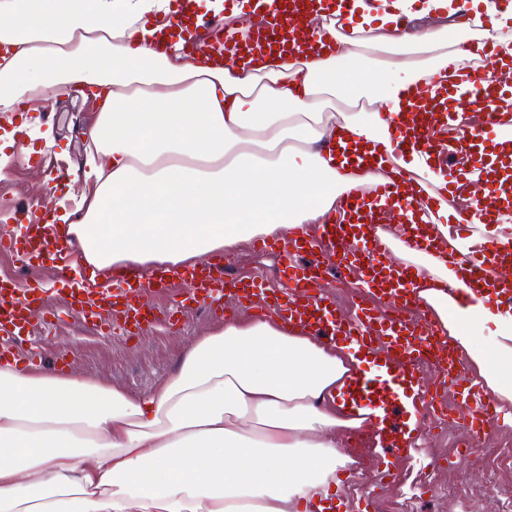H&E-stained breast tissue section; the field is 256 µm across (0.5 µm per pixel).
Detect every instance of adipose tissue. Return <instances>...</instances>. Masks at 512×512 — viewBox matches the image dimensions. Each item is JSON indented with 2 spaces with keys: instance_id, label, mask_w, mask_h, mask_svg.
I'll return each instance as SVG.
<instances>
[{
  "instance_id": "ef3b65f1",
  "label": "adipose tissue",
  "mask_w": 512,
  "mask_h": 512,
  "mask_svg": "<svg viewBox=\"0 0 512 512\" xmlns=\"http://www.w3.org/2000/svg\"><path fill=\"white\" fill-rule=\"evenodd\" d=\"M439 0H359L358 22L312 17L333 52L305 62L269 57L213 65L183 55L182 37L155 47L177 0H0V112L24 95L87 86L98 112L86 189L58 215L90 273L186 268L258 238L287 241L301 224L336 217V200L405 171L449 226L459 206L431 158L395 149L393 113L419 86L476 68L470 32L512 56V14L471 0L460 25L407 31L402 17ZM377 70L363 68L367 56ZM367 142L372 172L345 170L329 143ZM399 263L418 266V295L492 395L512 405V313L474 299L459 307L455 265L376 230ZM488 332L484 346L475 328ZM364 357L273 316H234L179 355L148 392L132 394L71 370L0 365V512H331L344 437L368 429L349 414L348 380Z\"/></svg>"
}]
</instances>
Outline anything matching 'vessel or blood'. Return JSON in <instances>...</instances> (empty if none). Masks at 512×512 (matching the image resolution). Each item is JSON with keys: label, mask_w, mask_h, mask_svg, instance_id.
Returning a JSON list of instances; mask_svg holds the SVG:
<instances>
[{"label": "vessel or blood", "mask_w": 512, "mask_h": 512, "mask_svg": "<svg viewBox=\"0 0 512 512\" xmlns=\"http://www.w3.org/2000/svg\"><path fill=\"white\" fill-rule=\"evenodd\" d=\"M278 2L269 21L247 35L214 17L203 21L206 41H198L191 29L185 43L194 54L219 61L228 41L236 43L244 57L278 54L298 60L324 44L308 25L313 12L330 6L344 14L357 10L356 0ZM478 54L482 67L468 86L434 93L420 89L409 110L392 118L399 151L429 154L441 167L451 169L450 192L467 202L460 225L468 232L478 224L497 223L500 215L512 209V163H496L504 147L512 148V123L505 121L501 110L503 99L512 98V60L501 58L489 44ZM408 184L409 177L402 172L391 182L374 185L369 196H341L336 207L343 219L292 231L286 244L274 248L288 274V285L273 295L257 279L226 273L220 256L203 259L188 278L175 270L130 271L114 276L111 287H92L72 279L75 257L50 210L36 203L28 204L22 213L27 224L24 239L1 235L0 252H18L32 266L50 264L54 278L66 287L67 310L103 332L110 329L107 316L115 313L132 337L162 315L177 321L200 308L218 314L228 303L239 302L261 314L277 315L326 342L344 341L373 365L372 373H358L350 381L345 402L354 410H371L373 441L386 458L382 478L389 483L396 478V464L416 452L422 441L421 403L453 422L465 452L482 444L502 420L489 395L466 374L462 359L422 307L416 272L394 265L392 254L374 244L376 226L387 222L405 225L406 244L425 242L427 227L415 218L432 202L410 193ZM460 264L468 285L455 290L458 304H467L475 294L487 303L512 309L511 241H475ZM331 270L356 280L359 289L370 290L376 306L360 305L349 314L339 311L334 299L320 289L323 276ZM183 280L190 281V288L180 291L165 312L144 302V295L175 288ZM56 313L48 289L28 280L1 279L0 348L28 341L34 323L51 322Z\"/></svg>", "instance_id": "1"}]
</instances>
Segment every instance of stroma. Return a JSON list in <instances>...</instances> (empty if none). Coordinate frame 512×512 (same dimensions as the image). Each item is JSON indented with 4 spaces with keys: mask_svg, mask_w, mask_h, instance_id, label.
I'll return each instance as SVG.
<instances>
[{
    "mask_svg": "<svg viewBox=\"0 0 512 512\" xmlns=\"http://www.w3.org/2000/svg\"><path fill=\"white\" fill-rule=\"evenodd\" d=\"M40 116L38 136H25L13 144L0 160V232L19 234L16 214L27 202H42L52 209L74 208V193L83 187L85 131L95 120L93 98L78 91H59L34 103ZM70 165L76 175L65 185H57L56 167ZM233 273L268 277L270 288H282L286 278L273 255L246 245L240 252L225 256ZM216 316L199 310L169 328H147L135 340L123 336L120 321H113L111 335H103L82 319L71 316L53 324H40L33 330L30 345L34 361L43 368L55 369L57 355L78 372L131 392L148 390L174 366L179 353L195 336L216 323ZM454 432L427 434L420 451L402 461L397 480L378 486L377 455L367 440H359L352 455L360 473L343 480L337 490L335 512H356L357 502L367 485H376L373 512H390L393 500L412 499L413 512H460L448 495L449 483L459 486L485 484L489 470L500 465V457L456 461L451 469L439 467V459L453 451Z\"/></svg>",
    "mask_w": 512,
    "mask_h": 512,
    "instance_id": "35a3bbf8",
    "label": "stroma"
}]
</instances>
